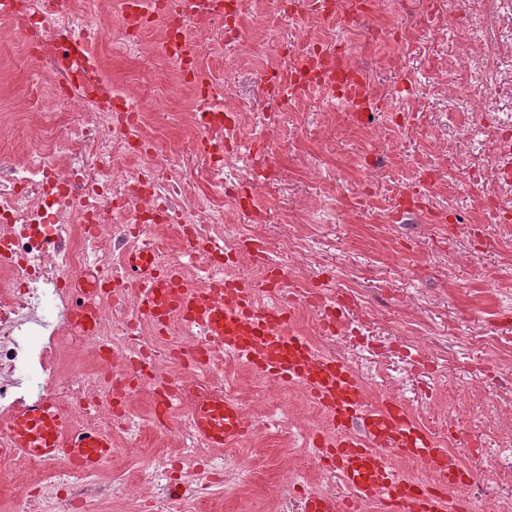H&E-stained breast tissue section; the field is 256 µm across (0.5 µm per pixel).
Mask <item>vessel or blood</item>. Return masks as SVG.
Wrapping results in <instances>:
<instances>
[{"label":"vessel or blood","mask_w":512,"mask_h":512,"mask_svg":"<svg viewBox=\"0 0 512 512\" xmlns=\"http://www.w3.org/2000/svg\"><path fill=\"white\" fill-rule=\"evenodd\" d=\"M128 275L144 285L141 304L154 316L180 311L224 349L264 374L288 382L304 381L313 398L330 408L336 439L324 456L357 496L378 501L384 512H445V491L459 475L445 448L410 417L387 411L385 401H370L345 363L312 352L284 308L257 306L253 286L225 296L219 288L186 285L174 273L156 274L145 255L132 257ZM195 431L211 447H236L250 434L238 407L213 394L197 399ZM12 451L21 456L63 459L98 470L112 455V440L102 430H75L65 416L44 401L18 410L12 422ZM425 463L433 481L411 478L392 456Z\"/></svg>","instance_id":"1"}]
</instances>
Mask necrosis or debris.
Here are the masks:
<instances>
[{
  "label": "necrosis or debris",
  "instance_id": "obj_1",
  "mask_svg": "<svg viewBox=\"0 0 512 512\" xmlns=\"http://www.w3.org/2000/svg\"><path fill=\"white\" fill-rule=\"evenodd\" d=\"M475 2L483 53L496 64L481 71L473 95L498 99L501 65L512 62V30L502 25L512 0ZM242 12L240 0H0V83L19 66L54 86L48 96L26 86L0 112V447L9 445L15 411L48 399L76 429H110L115 457L138 463L104 487L98 474L63 461L0 457V500L10 512H140L146 505L212 512L225 492L248 485L286 512H301L287 481L243 466L234 448L212 457L195 432L197 396L233 393L240 360L180 312H142L139 283L122 275L126 261L146 250L187 282L254 283L261 304L295 298L293 327L316 351L350 331L326 293L285 289L291 237L280 239L278 262H257L248 249L267 240L265 183L225 178L237 166L244 115L225 109L217 96L224 76L205 66L214 32L246 47ZM116 16L139 39L159 27L152 54L176 70L167 96L194 100L182 138L151 133L162 98L138 86L113 94L92 78L91 69L105 67ZM344 58L308 38L268 78L275 89L299 81L345 98L359 73ZM187 137L201 147L203 175L188 170ZM230 214L238 221L232 235L224 231ZM80 297L96 315L93 331L70 320ZM262 384V396L237 404L255 433L275 423L280 459L296 465L331 443L321 429L327 409L313 406L302 418L287 406L272 420L270 404L283 384L268 377ZM175 471L183 488L177 498L163 486Z\"/></svg>",
  "mask_w": 512,
  "mask_h": 512
}]
</instances>
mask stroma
I'll return each instance as SVG.
<instances>
[{
  "instance_id": "obj_1",
  "label": "stroma",
  "mask_w": 512,
  "mask_h": 512,
  "mask_svg": "<svg viewBox=\"0 0 512 512\" xmlns=\"http://www.w3.org/2000/svg\"><path fill=\"white\" fill-rule=\"evenodd\" d=\"M431 2L377 0L351 26L335 27L312 11L280 21L278 0H247L241 23L252 46L222 47L231 77L224 100L249 111L240 155L258 145L269 154L267 236L277 241L293 225L296 251L308 261L289 278L323 284L337 310L361 325L362 340L346 342L344 355L370 395L396 387L417 422L452 443L462 461L481 449L493 476L467 503L471 512H491L494 499L512 490V450L485 421L497 378L512 374V363L483 379L471 370L512 343V213L501 224L472 227L468 219L483 199L512 198V176L475 184L468 163L496 121L512 115V97L464 98L486 63L469 54L478 19L464 0ZM264 15L274 23L259 24ZM303 24L349 47L378 101L368 122L346 119L323 90L268 113L264 75L280 67ZM367 28L377 30L375 40L363 38ZM107 62L117 89L147 80L159 93L173 77L169 64L131 44L109 52ZM444 77L460 99L444 92ZM371 164L378 178H368ZM422 336L437 342L430 372L393 347ZM477 336L485 344H474Z\"/></svg>"
}]
</instances>
